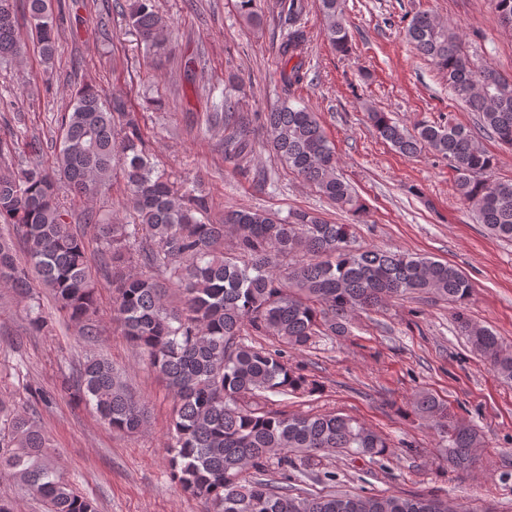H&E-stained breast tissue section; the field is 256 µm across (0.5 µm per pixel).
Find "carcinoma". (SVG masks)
I'll return each instance as SVG.
<instances>
[{
  "label": "carcinoma",
  "instance_id": "cac0c4a2",
  "mask_svg": "<svg viewBox=\"0 0 512 512\" xmlns=\"http://www.w3.org/2000/svg\"><path fill=\"white\" fill-rule=\"evenodd\" d=\"M501 25L512 30V0H490ZM52 0H28L31 32L44 62L57 50ZM306 0H277L281 20L278 67L281 96L263 120L274 160L286 165L329 202L354 217L365 205L338 174L335 149L316 114L294 104L293 90L308 78L305 67ZM243 20L263 27L257 0H238ZM324 37L332 49L351 47L342 0H320ZM126 16L144 52L156 55L174 26L158 0H131ZM406 36L416 53L448 80L455 97L478 113L480 127L512 148V79L472 63L459 36L426 11L413 14ZM26 47L14 16V0H0V62L19 58ZM224 126V160L251 152L248 113L224 98V110L210 113ZM368 119L396 151L415 156L428 149L456 172L460 197L477 221L512 241V180L493 175L492 156L476 132L451 116L408 130L387 113ZM25 145L29 160L0 167V285L30 300L33 332L55 331L53 317L33 301L34 288L49 291L56 311L92 341L100 335L97 294L89 273L83 235L68 222L65 192L91 201L106 194L116 173L127 188L125 206L133 223L100 210L85 213L96 230L105 287L123 335L166 380L174 402L168 466L184 492L208 512H459L433 495L396 496L337 492L335 475L324 474L325 492L298 484L320 454L382 458L390 442L357 420L335 413L289 414L253 401L270 392L313 393L319 383L288 363L287 350H300L320 336H341L359 310L382 306L406 294H435L454 306L458 328L502 379L512 382V345L471 321L465 305L472 284L457 267L402 250L355 244L350 225L333 224L309 212L281 218L250 208L227 209L220 224L207 220L209 198L195 195L160 172L148 154L135 113L121 99L106 101L95 86L70 94L60 119L59 146L51 165L39 161L42 142ZM235 240L224 252V235ZM22 245L19 261L15 244ZM302 258L280 269L279 259ZM178 288L182 304L169 308L165 289ZM245 336H272L278 345L250 346ZM62 387L90 404L108 427L134 433L147 418L136 398L105 358L87 356ZM412 411L445 442L448 462L467 471L481 448L477 430L458 421L446 403L419 390ZM251 472L246 480L243 473ZM20 482L46 505V512H96L58 471L48 439L35 418L4 408L0 401V476Z\"/></svg>",
  "mask_w": 512,
  "mask_h": 512
}]
</instances>
